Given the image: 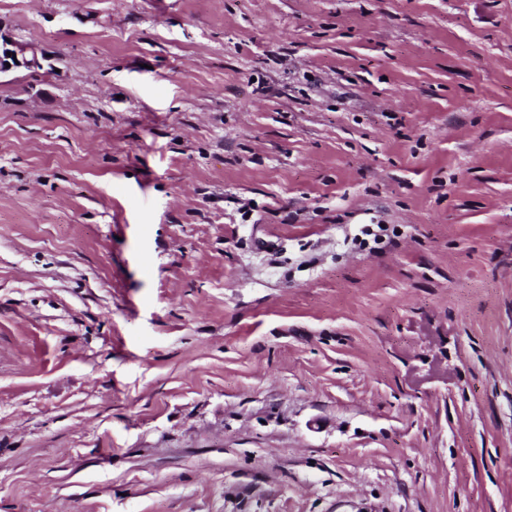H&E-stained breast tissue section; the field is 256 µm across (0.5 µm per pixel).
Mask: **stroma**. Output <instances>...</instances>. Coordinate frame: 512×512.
<instances>
[{"label": "stroma", "mask_w": 512, "mask_h": 512, "mask_svg": "<svg viewBox=\"0 0 512 512\" xmlns=\"http://www.w3.org/2000/svg\"><path fill=\"white\" fill-rule=\"evenodd\" d=\"M0 26V512H512V0ZM16 56V59H13ZM45 60L33 44L22 43L2 33L0 26V76L18 69H41ZM10 64V67H7Z\"/></svg>", "instance_id": "obj_1"}]
</instances>
